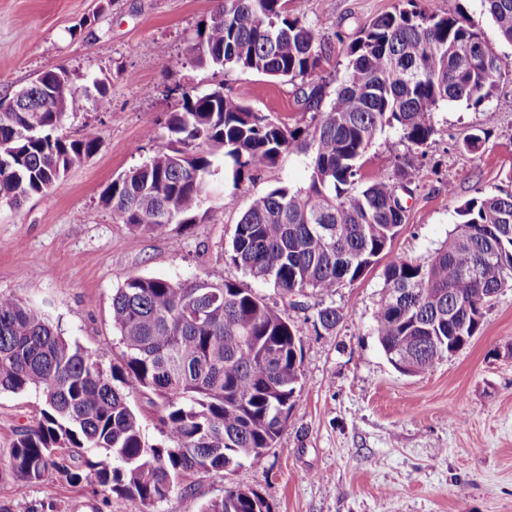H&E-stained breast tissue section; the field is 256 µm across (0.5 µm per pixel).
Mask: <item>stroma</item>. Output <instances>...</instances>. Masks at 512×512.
Returning <instances> with one entry per match:
<instances>
[{
  "label": "stroma",
  "mask_w": 512,
  "mask_h": 512,
  "mask_svg": "<svg viewBox=\"0 0 512 512\" xmlns=\"http://www.w3.org/2000/svg\"><path fill=\"white\" fill-rule=\"evenodd\" d=\"M303 20L324 27L329 51L318 76L292 82L236 69L198 67L190 50L216 0H0V99L45 70L64 68L82 91V108L60 134L96 128V153L47 195L14 207L0 202V294L42 306L58 332L116 361L112 296L132 276L186 281L233 280L275 298V290L219 259L251 198L277 186L306 187L308 158L286 153L240 188L218 173L208 194L213 219L149 234L116 223L101 194L119 173L153 155L167 112L182 91L221 87L288 126L311 114L304 96L321 85L332 99L345 77L346 48L373 17L400 0H292ZM429 13L459 11L478 22L490 49L511 54L481 0H420ZM111 81V107L95 103V79ZM419 177L392 254L426 259L478 190L512 192V74L479 106L448 103L434 118ZM485 133L478 150L463 141ZM400 133L386 129L362 159L366 178L389 176ZM383 263L332 296L345 318L336 331L314 329L317 296L281 312L301 331L302 378L288 422L260 466L210 472L174 490L156 512H201L226 488L256 490L272 512H512V288L484 311L480 332L431 370L406 375L383 352L374 326ZM35 392L0 393V456L19 426L34 425ZM0 499L15 512L54 501L63 512H144L134 499L105 504L90 484L34 485L0 469Z\"/></svg>",
  "instance_id": "1"
}]
</instances>
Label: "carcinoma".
I'll list each match as a JSON object with an SVG mask.
<instances>
[{
    "instance_id": "obj_1",
    "label": "carcinoma",
    "mask_w": 512,
    "mask_h": 512,
    "mask_svg": "<svg viewBox=\"0 0 512 512\" xmlns=\"http://www.w3.org/2000/svg\"><path fill=\"white\" fill-rule=\"evenodd\" d=\"M288 0H218L191 51L204 68L256 71L275 79L315 74L325 54L323 26ZM500 37L512 43V0H483ZM478 23L433 15L418 0L373 18L346 50L344 83L329 102L320 87L305 96L313 112L290 128L215 89L183 92L166 136L142 164L120 173L101 202L134 231L210 218L204 207L215 162L231 166L234 187L286 152L310 154L307 187L254 197L220 252L281 298H328L361 278L406 223L402 192L417 179L407 156L394 178L363 180L361 160L385 128L420 150L435 133L442 103L474 106L512 74V55L475 54ZM37 112L0 111V201L18 206L47 194L98 149L87 127L68 139L64 117L82 93L62 69L30 86ZM446 241L422 262L394 256L385 266L375 332L389 361L426 371L475 336L484 309L512 288V193L485 191L461 204ZM344 313L323 305L314 328L333 332ZM123 346L107 367L99 352L60 336L46 312L0 295V392L34 391L40 418L17 427L5 459L31 484L90 481L107 506L137 499L147 509L209 471L258 466L275 445L302 377L301 330L252 289L205 278L174 282L128 278L112 298ZM153 408L161 439L149 441L134 403ZM201 512H270L256 492L230 487Z\"/></svg>"
}]
</instances>
